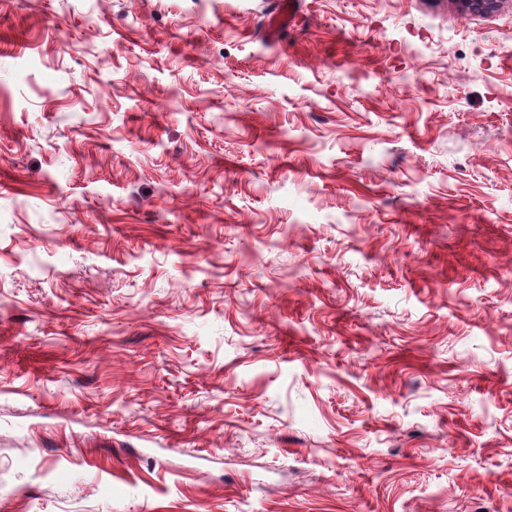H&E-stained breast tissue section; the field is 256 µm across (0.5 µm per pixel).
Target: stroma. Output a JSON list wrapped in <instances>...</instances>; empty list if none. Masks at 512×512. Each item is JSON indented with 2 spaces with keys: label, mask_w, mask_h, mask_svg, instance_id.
I'll list each match as a JSON object with an SVG mask.
<instances>
[{
  "label": "stroma",
  "mask_w": 512,
  "mask_h": 512,
  "mask_svg": "<svg viewBox=\"0 0 512 512\" xmlns=\"http://www.w3.org/2000/svg\"><path fill=\"white\" fill-rule=\"evenodd\" d=\"M0 0V512H512V0Z\"/></svg>",
  "instance_id": "stroma-1"
}]
</instances>
